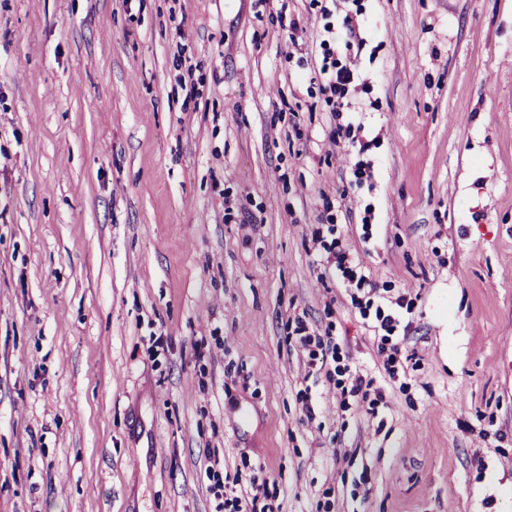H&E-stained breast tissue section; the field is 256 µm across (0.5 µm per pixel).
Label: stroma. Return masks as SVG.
I'll return each instance as SVG.
<instances>
[{
    "mask_svg": "<svg viewBox=\"0 0 512 512\" xmlns=\"http://www.w3.org/2000/svg\"><path fill=\"white\" fill-rule=\"evenodd\" d=\"M228 475L512 512V0H0V512ZM322 45L324 53L321 72L325 75L328 74V87L331 93L335 95L339 93L341 96L351 85L354 78L353 72L347 65H342L339 60L334 58V50L331 49L329 42L323 41ZM329 69H331L330 73ZM341 373L347 375V386H343L342 395L347 393L352 397H361L362 399H365L370 391H373L378 395L381 394L379 389H372L373 381L369 380L366 382L357 370L353 371L350 367L345 366Z\"/></svg>",
    "mask_w": 512,
    "mask_h": 512,
    "instance_id": "1",
    "label": "stroma"
}]
</instances>
